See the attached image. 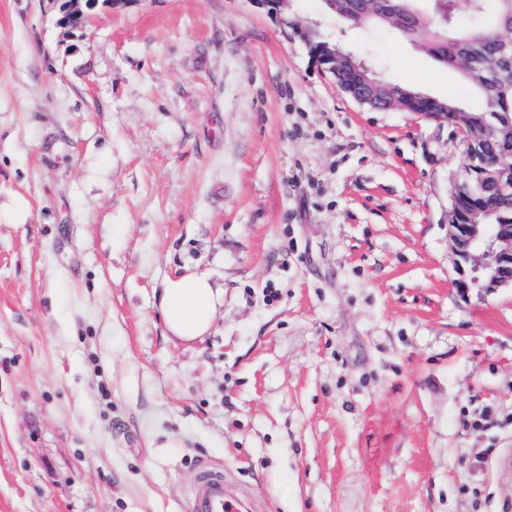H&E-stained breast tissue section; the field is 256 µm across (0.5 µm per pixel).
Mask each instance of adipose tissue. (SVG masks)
<instances>
[{
	"label": "adipose tissue",
	"mask_w": 512,
	"mask_h": 512,
	"mask_svg": "<svg viewBox=\"0 0 512 512\" xmlns=\"http://www.w3.org/2000/svg\"><path fill=\"white\" fill-rule=\"evenodd\" d=\"M220 303L208 276L188 275L164 282L159 306L172 336L192 341L210 331Z\"/></svg>",
	"instance_id": "obj_1"
}]
</instances>
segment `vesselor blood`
<instances>
[{
  "mask_svg": "<svg viewBox=\"0 0 512 512\" xmlns=\"http://www.w3.org/2000/svg\"><path fill=\"white\" fill-rule=\"evenodd\" d=\"M183 512H254L252 499L211 463L197 466Z\"/></svg>",
  "mask_w": 512,
  "mask_h": 512,
  "instance_id": "b4317fda",
  "label": "vessel or blood"
}]
</instances>
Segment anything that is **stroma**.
I'll list each match as a JSON object with an SVG mask.
<instances>
[{
  "label": "stroma",
  "instance_id": "1",
  "mask_svg": "<svg viewBox=\"0 0 512 512\" xmlns=\"http://www.w3.org/2000/svg\"><path fill=\"white\" fill-rule=\"evenodd\" d=\"M0 0V512H180L193 465L258 512H506L512 288L456 286L463 132L376 111L460 76L324 0ZM224 292L172 336L165 279ZM97 4L98 0H69L65 7H60V23L71 26L84 25L93 16L92 12Z\"/></svg>",
  "mask_w": 512,
  "mask_h": 512
}]
</instances>
